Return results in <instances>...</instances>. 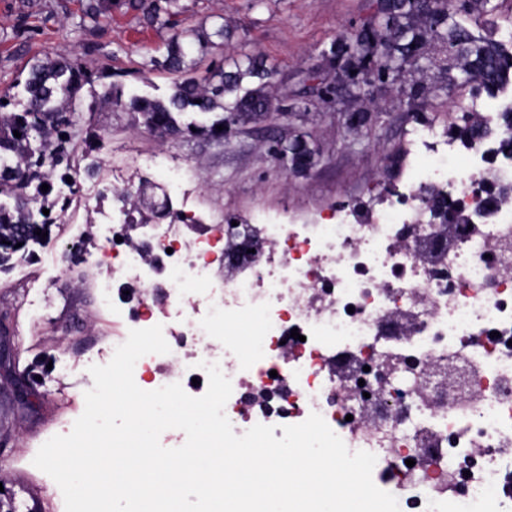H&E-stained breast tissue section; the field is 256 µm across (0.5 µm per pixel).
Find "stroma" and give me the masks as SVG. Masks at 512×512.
Returning <instances> with one entry per match:
<instances>
[{
	"label": "stroma",
	"instance_id": "1",
	"mask_svg": "<svg viewBox=\"0 0 512 512\" xmlns=\"http://www.w3.org/2000/svg\"><path fill=\"white\" fill-rule=\"evenodd\" d=\"M182 4L186 26L209 28L223 17L232 35L215 57L262 58L277 72L279 96L297 112L238 123L219 146L201 137H160L133 113L97 105L93 124L101 145L91 155L96 167L77 177L92 211L53 212L50 234L34 258L0 272V312L10 314L19 371L52 366L33 408L24 412L16 410L11 386L0 382V487L11 492L16 484L25 485L42 512H63L65 505L54 480L33 459L45 436L72 427L83 413L87 385L80 365L97 356L116 328L111 313L100 309L94 287L103 271L84 260L85 253L105 245L90 231L99 213L124 219L118 204L99 196L113 174L136 187L142 157L154 155L180 170L194 205L213 214L234 213L248 223L264 214L313 220L332 208L359 205L377 186L397 183L411 160L410 131L428 125L447 129L453 107L471 97L469 87H447L448 75L438 67L445 52L432 38L423 55L435 60V67L408 68L377 83L367 96L344 87L324 100L311 80L312 68L322 62L323 50L370 20L373 0H266L260 10L253 9V0ZM78 5V0H34L29 6L0 0V29L23 26L35 32L23 45L0 41V94L21 95L30 66L58 54L94 67L136 69V76L124 79L127 90L156 97L170 93L172 78L158 65L168 30L146 26L141 12L123 5L113 10L110 25L75 32L64 14ZM410 87L411 100L404 95ZM298 138L318 153L304 176L278 168L270 153L276 142ZM37 281L54 286L49 307L39 313L28 308Z\"/></svg>",
	"mask_w": 512,
	"mask_h": 512
}]
</instances>
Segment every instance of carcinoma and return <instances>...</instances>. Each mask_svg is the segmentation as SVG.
<instances>
[{"mask_svg": "<svg viewBox=\"0 0 512 512\" xmlns=\"http://www.w3.org/2000/svg\"><path fill=\"white\" fill-rule=\"evenodd\" d=\"M117 0H83L80 13L65 15L81 30L97 29L112 17ZM479 0H458L450 7L448 0L427 4L426 0H386L361 35L352 43H334L322 52L325 58L346 57L348 71L356 72L362 82L382 79L421 58L420 50L429 35L458 49L464 66L478 64L484 71L482 85L475 93L494 95L512 77V54L495 35L500 30L494 16L498 6L474 13ZM128 6L142 13L150 27L166 28L170 35L164 44L163 67L172 76L171 92L165 97L131 93L113 80L116 75L135 74L131 69L90 68L58 55L34 63L18 101L0 96V271L9 270L13 261L26 260L32 246L41 243L37 230H49V211H65L80 205L75 189L65 195L56 188L76 183L80 163L91 149L87 124L91 119L82 112L84 88L101 87L98 99L115 108L142 117L144 125L162 135L205 136L224 143L219 125L257 120L280 109L281 101L272 93L275 70L268 69L252 56L232 60V69L224 70V59L208 57L216 41L229 37L224 23L211 32L179 24L184 12L181 0H128ZM472 22L486 34H473L465 23ZM21 137L14 136V132ZM72 177L66 181V177ZM49 185L48 191L41 190ZM157 186L146 192L127 188L110 194L122 203L128 223L139 224L146 208H153Z\"/></svg>", "mask_w": 512, "mask_h": 512, "instance_id": "obj_1", "label": "carcinoma"}]
</instances>
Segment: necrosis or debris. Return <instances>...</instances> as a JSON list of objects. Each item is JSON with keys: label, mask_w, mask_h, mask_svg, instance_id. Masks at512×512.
Instances as JSON below:
<instances>
[{"label": "necrosis or debris", "mask_w": 512, "mask_h": 512, "mask_svg": "<svg viewBox=\"0 0 512 512\" xmlns=\"http://www.w3.org/2000/svg\"><path fill=\"white\" fill-rule=\"evenodd\" d=\"M414 142L377 209L257 228L189 209L137 242L123 224L96 284L123 320L101 361L162 325L170 351L141 357L135 381L194 396L219 364L235 434L262 423L279 438L316 412L375 455L400 512H512V150L430 127ZM247 237L251 256L229 267ZM449 360L469 370L465 399L434 373Z\"/></svg>", "instance_id": "necrosis-or-debris-1"}]
</instances>
